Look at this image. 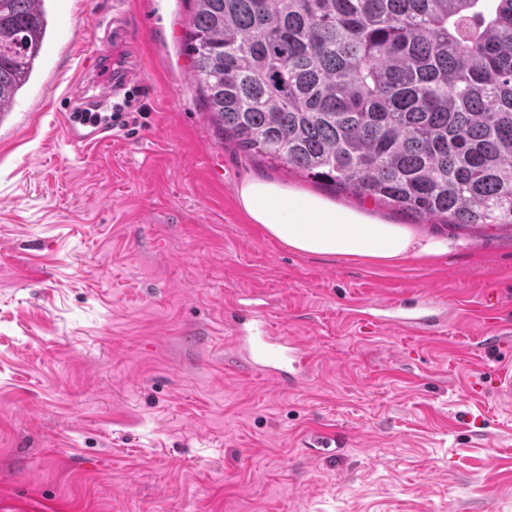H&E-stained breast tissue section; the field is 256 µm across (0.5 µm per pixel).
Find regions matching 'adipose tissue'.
I'll return each instance as SVG.
<instances>
[{
    "mask_svg": "<svg viewBox=\"0 0 512 512\" xmlns=\"http://www.w3.org/2000/svg\"><path fill=\"white\" fill-rule=\"evenodd\" d=\"M237 200L252 223L302 254L392 261L446 250L442 242L399 225L369 220L355 210L273 182L245 180L237 189Z\"/></svg>",
    "mask_w": 512,
    "mask_h": 512,
    "instance_id": "1",
    "label": "adipose tissue"
}]
</instances>
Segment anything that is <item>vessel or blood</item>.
Segmentation results:
<instances>
[{
    "label": "vessel or blood",
    "mask_w": 512,
    "mask_h": 512,
    "mask_svg": "<svg viewBox=\"0 0 512 512\" xmlns=\"http://www.w3.org/2000/svg\"><path fill=\"white\" fill-rule=\"evenodd\" d=\"M501 303L498 290H483L477 310L491 327L500 325ZM355 318L365 332L383 328L413 340L435 334L441 325L426 309H411L400 297L370 301L357 310ZM231 359L248 373L293 386L308 377L313 357L307 344L274 331L264 307L257 306L235 333Z\"/></svg>",
    "instance_id": "vessel-or-blood-1"
}]
</instances>
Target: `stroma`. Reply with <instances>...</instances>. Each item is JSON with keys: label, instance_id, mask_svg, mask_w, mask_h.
<instances>
[{"label": "stroma", "instance_id": "stroma-1", "mask_svg": "<svg viewBox=\"0 0 512 512\" xmlns=\"http://www.w3.org/2000/svg\"><path fill=\"white\" fill-rule=\"evenodd\" d=\"M36 72L0 122V512H512V407L488 377L512 340L472 310L503 294L512 224H428L221 141L191 82L193 0H49ZM110 95L134 130L64 117ZM257 178L447 242L386 263L303 255L251 223ZM434 299L416 352L351 316ZM264 306L313 372L281 386L225 361L234 313ZM485 377L482 393L469 389ZM324 424L343 448L310 456Z\"/></svg>", "mask_w": 512, "mask_h": 512}]
</instances>
